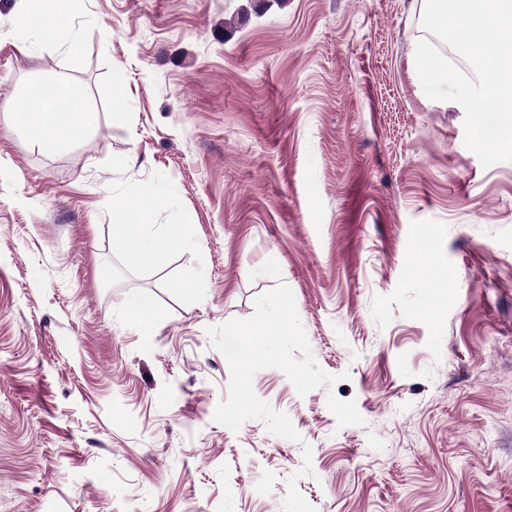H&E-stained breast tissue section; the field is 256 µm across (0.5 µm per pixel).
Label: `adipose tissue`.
Instances as JSON below:
<instances>
[{"label":"adipose tissue","mask_w":512,"mask_h":512,"mask_svg":"<svg viewBox=\"0 0 512 512\" xmlns=\"http://www.w3.org/2000/svg\"><path fill=\"white\" fill-rule=\"evenodd\" d=\"M82 97L81 88L68 82L50 85L44 97L34 96L25 86L14 93L9 117L34 144L55 149L83 135L82 121L67 110ZM156 216L153 200L138 188L113 206L112 241L132 265L163 266L171 249L184 241L185 224H160Z\"/></svg>","instance_id":"obj_1"}]
</instances>
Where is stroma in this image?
Masks as SVG:
<instances>
[{
    "label": "stroma",
    "instance_id": "1",
    "mask_svg": "<svg viewBox=\"0 0 512 512\" xmlns=\"http://www.w3.org/2000/svg\"><path fill=\"white\" fill-rule=\"evenodd\" d=\"M425 4L80 0L45 39L0 0V512H283L292 477L315 512H512V161L425 94ZM58 80L85 132L42 149L3 109ZM139 186L188 226L158 269L112 242ZM280 282L335 378L255 374L296 442L213 419L207 329ZM156 317L157 311L150 297H140L133 300L127 309L129 323L146 334L152 331Z\"/></svg>",
    "mask_w": 512,
    "mask_h": 512
}]
</instances>
